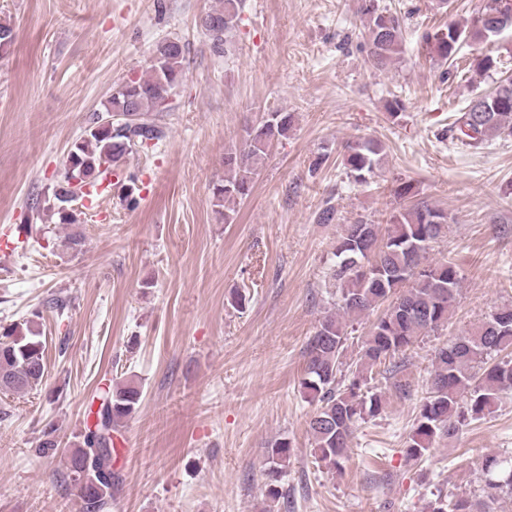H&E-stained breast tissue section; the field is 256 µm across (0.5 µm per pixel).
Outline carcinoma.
<instances>
[{"label":"carcinoma","mask_w":512,"mask_h":512,"mask_svg":"<svg viewBox=\"0 0 512 512\" xmlns=\"http://www.w3.org/2000/svg\"><path fill=\"white\" fill-rule=\"evenodd\" d=\"M241 0H221V7L202 14V29L209 36L210 50L224 53L225 34L240 21ZM364 29L366 62L383 69L402 52L399 16L380 6V0H358ZM512 30V13L498 9V0H488L484 10L466 25L427 32L424 44L438 59L453 67L462 43L488 40ZM145 75L126 80L112 88L102 112L121 114L112 126H103L98 116L70 147L60 177L48 188V210L60 224H76L80 214L72 202L87 195V188L103 184L122 170L127 154L136 145L160 137L159 113L168 109L163 100L174 95L185 76L186 48L177 39L159 42ZM293 115L267 112L248 129L239 149L224 156V179L214 185V206L224 208V223L233 220L237 204L246 198L268 147L288 137ZM450 131L473 149H484L496 139L512 137V79L496 83L455 113ZM382 146L374 139L358 140L346 146L343 164L348 178L368 185L375 176ZM137 177L128 174L121 183L122 198L134 207L138 200ZM448 214L425 202L400 208L390 217L386 229L359 219L342 225L334 246L330 279L338 299L323 317L306 348L302 394L317 405L308 422L314 440L315 462L338 469L347 457L358 423L378 416L385 398L380 391L366 392L379 374L377 367L412 347L420 337L448 324L460 290L461 276L456 263L444 258L427 261L431 245L446 237ZM384 306L380 316L360 339L358 358L344 383L343 355L351 332L348 328ZM512 304L495 308L489 316L447 346L436 350L427 396L407 441V457L420 460L442 440L453 439L470 420L491 414L506 389H512ZM45 345L32 321L0 326V392L21 394L36 389L45 375ZM142 388L134 381L119 383L102 396L97 416L103 418L83 434L82 446L67 458L68 476L83 504V512H105L112 503V491L119 477L102 467H85L94 455L99 432L112 433L136 412ZM290 443H270V473L277 477L288 467ZM481 470L486 496L452 500L437 495L428 503L429 512H496L500 495L512 499V457L488 455Z\"/></svg>","instance_id":"carcinoma-1"}]
</instances>
